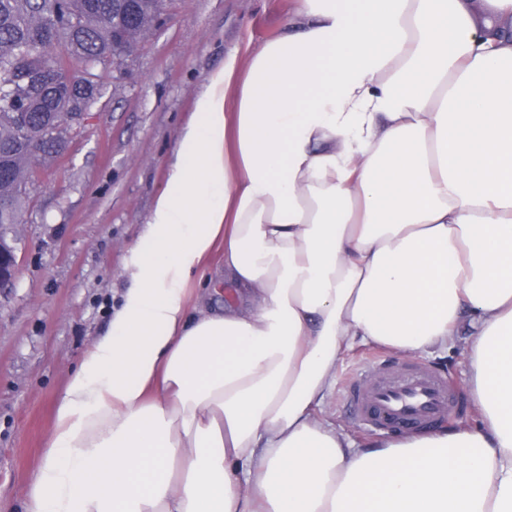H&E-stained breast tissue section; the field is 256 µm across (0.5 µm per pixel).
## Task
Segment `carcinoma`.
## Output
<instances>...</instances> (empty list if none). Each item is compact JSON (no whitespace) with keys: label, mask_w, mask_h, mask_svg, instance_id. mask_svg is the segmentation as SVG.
Here are the masks:
<instances>
[{"label":"carcinoma","mask_w":512,"mask_h":512,"mask_svg":"<svg viewBox=\"0 0 512 512\" xmlns=\"http://www.w3.org/2000/svg\"><path fill=\"white\" fill-rule=\"evenodd\" d=\"M161 0H0V225L16 224L28 202L27 190L14 181L33 155L51 162L65 148L51 130L61 124L73 128L68 114L91 112L103 95L101 73L112 60V44L124 27L142 16L154 22ZM73 75L87 73L96 87L76 85L72 97L50 89L42 69ZM26 124L25 140L18 135Z\"/></svg>","instance_id":"obj_1"}]
</instances>
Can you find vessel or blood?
I'll use <instances>...</instances> for the list:
<instances>
[{
	"label": "vessel or blood",
	"mask_w": 512,
	"mask_h": 512,
	"mask_svg": "<svg viewBox=\"0 0 512 512\" xmlns=\"http://www.w3.org/2000/svg\"><path fill=\"white\" fill-rule=\"evenodd\" d=\"M345 400L359 426L404 434L438 429L465 406L440 374L415 364L387 361L350 383Z\"/></svg>",
	"instance_id": "b4317fda"
}]
</instances>
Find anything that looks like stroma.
<instances>
[{"mask_svg": "<svg viewBox=\"0 0 512 512\" xmlns=\"http://www.w3.org/2000/svg\"><path fill=\"white\" fill-rule=\"evenodd\" d=\"M294 6L163 0L160 20L138 50L118 70L104 71L105 94L65 154L41 166L23 212L17 284L0 295V512H24L57 401L86 350L108 331L111 309L131 282L132 251L209 74L232 53L247 63ZM399 357L363 343L337 367L323 415L357 446L377 434L353 423L345 388L377 359ZM411 361L445 372L470 397L464 341Z\"/></svg>", "mask_w": 512, "mask_h": 512, "instance_id": "1", "label": "stroma"}]
</instances>
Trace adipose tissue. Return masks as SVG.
Returning a JSON list of instances; mask_svg holds the SVG:
<instances>
[{"instance_id": "ef3b65f1", "label": "adipose tissue", "mask_w": 512, "mask_h": 512, "mask_svg": "<svg viewBox=\"0 0 512 512\" xmlns=\"http://www.w3.org/2000/svg\"><path fill=\"white\" fill-rule=\"evenodd\" d=\"M303 2L197 97L25 512H512V0ZM464 328L478 426L319 416Z\"/></svg>"}]
</instances>
